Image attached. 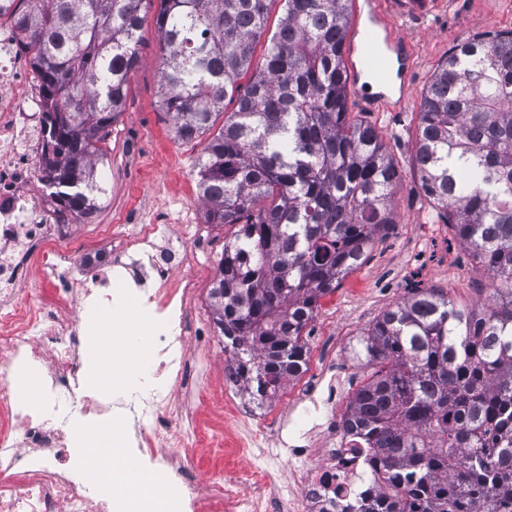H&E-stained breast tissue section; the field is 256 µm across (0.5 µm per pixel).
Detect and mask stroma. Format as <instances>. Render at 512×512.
Listing matches in <instances>:
<instances>
[{
	"label": "stroma",
	"mask_w": 512,
	"mask_h": 512,
	"mask_svg": "<svg viewBox=\"0 0 512 512\" xmlns=\"http://www.w3.org/2000/svg\"><path fill=\"white\" fill-rule=\"evenodd\" d=\"M144 11L141 59L129 78L125 109L105 138V195L98 210L70 225L69 232L78 248L107 250L113 245L112 228L123 216L146 223L153 213L167 211L177 217L184 207H192V223L161 224L160 237L182 241L190 269L198 276L194 321L206 338L204 346L192 348L190 363L206 362V390L220 400L226 355L209 290L224 242L236 227H216L204 220L196 188L204 141L176 138L168 116L158 108L161 73L154 8L148 5ZM394 24L410 39L412 91L405 111L347 101L350 120L374 128L402 175L394 195L393 223L377 236L363 264L320 299L309 326L311 336H325L330 353L349 361L356 387L367 373L352 363L351 346L383 310L408 298L417 286L441 289L463 308L479 306L491 280L484 269L471 264L466 248L425 196L412 170L420 102L433 74L462 41L512 33V0H424L420 11L396 16Z\"/></svg>",
	"instance_id": "stroma-1"
}]
</instances>
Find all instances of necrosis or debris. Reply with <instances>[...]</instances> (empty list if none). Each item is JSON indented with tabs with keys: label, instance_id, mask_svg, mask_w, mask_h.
<instances>
[{
	"label": "necrosis or debris",
	"instance_id": "necrosis-or-debris-1",
	"mask_svg": "<svg viewBox=\"0 0 512 512\" xmlns=\"http://www.w3.org/2000/svg\"><path fill=\"white\" fill-rule=\"evenodd\" d=\"M42 94L17 38L0 37V512H111L110 453L93 463L71 454L88 424L117 416L133 423L136 446L121 466L163 496L164 512H336L338 499L366 490L390 502L388 488L350 452L344 430L346 376L332 356L288 393L287 411L247 414L248 437L224 446L212 431L173 409L169 391L191 388L188 321L198 286L186 254L159 245L158 227L115 225L113 252L76 250L40 179ZM34 265L39 289L24 285ZM135 301L146 355L138 386L102 397L83 389L89 335H110ZM41 399L30 403V387ZM251 445L286 446L294 463L287 485L259 467L246 490L224 479L225 456ZM211 451L213 468L196 478L194 449Z\"/></svg>",
	"mask_w": 512,
	"mask_h": 512
}]
</instances>
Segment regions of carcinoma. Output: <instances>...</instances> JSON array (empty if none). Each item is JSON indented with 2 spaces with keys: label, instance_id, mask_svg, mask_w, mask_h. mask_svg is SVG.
Returning a JSON list of instances; mask_svg holds the SVG:
<instances>
[{
  "label": "carcinoma",
  "instance_id": "carcinoma-1",
  "mask_svg": "<svg viewBox=\"0 0 512 512\" xmlns=\"http://www.w3.org/2000/svg\"><path fill=\"white\" fill-rule=\"evenodd\" d=\"M142 2L0 0L44 93L42 181L62 213L99 207L101 142L140 60ZM156 2L159 109L177 138L206 137L205 223L238 225L209 297L261 406L304 369L319 299L393 223L401 174L375 130L348 119L351 0H284L253 72L268 0ZM418 116L413 173L492 288L478 308L417 288L380 313L351 347L370 376L344 425L377 480L406 482L409 512H512V33L461 42ZM337 512L388 510L360 496Z\"/></svg>",
  "mask_w": 512,
  "mask_h": 512
}]
</instances>
